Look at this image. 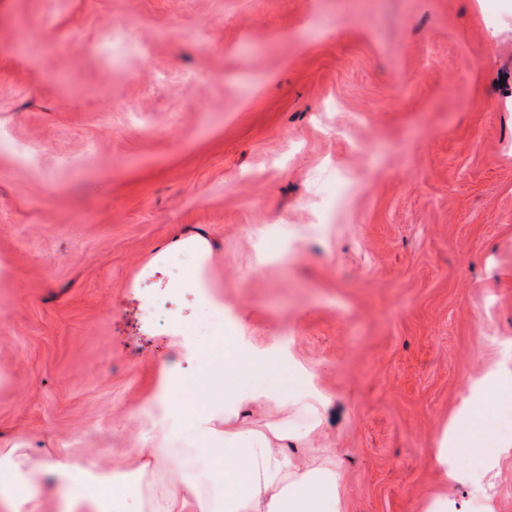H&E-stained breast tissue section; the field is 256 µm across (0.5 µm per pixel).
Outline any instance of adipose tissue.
<instances>
[{"instance_id":"1","label":"adipose tissue","mask_w":512,"mask_h":512,"mask_svg":"<svg viewBox=\"0 0 512 512\" xmlns=\"http://www.w3.org/2000/svg\"><path fill=\"white\" fill-rule=\"evenodd\" d=\"M175 252L193 258L183 287L193 289L201 304L214 305L205 276L212 246L203 236L177 237L156 248L142 276L162 273ZM200 356V376L183 379L168 371L163 377L169 408L192 420L188 446L168 447L163 433L153 447L139 451L170 474L164 491L145 492L139 480L116 472L94 476L75 464L34 459L14 445L0 449L12 512H37V492L49 479L69 489L66 512H123L131 502L139 512H341L344 481L333 449L288 447L298 438L286 427L289 416H304L308 429H316L324 398L305 389L269 388L257 374L259 361L244 356L234 337L202 349ZM509 395L512 354L505 353L471 383L467 398L429 450V462L443 484L468 485L469 499L455 501L440 493L429 499L424 512H491L484 471L461 469L456 455L482 452L495 433L492 401ZM252 405L272 410L277 422L262 429L244 425L240 411Z\"/></svg>"}]
</instances>
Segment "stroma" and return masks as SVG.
Returning a JSON list of instances; mask_svg holds the SVG:
<instances>
[{
  "label": "stroma",
  "mask_w": 512,
  "mask_h": 512,
  "mask_svg": "<svg viewBox=\"0 0 512 512\" xmlns=\"http://www.w3.org/2000/svg\"><path fill=\"white\" fill-rule=\"evenodd\" d=\"M1 43L0 447L134 470L236 336L327 399L343 512L466 499L428 449L512 336V0H0ZM190 234L219 311L136 279Z\"/></svg>",
  "instance_id": "35a3bbf8"
}]
</instances>
